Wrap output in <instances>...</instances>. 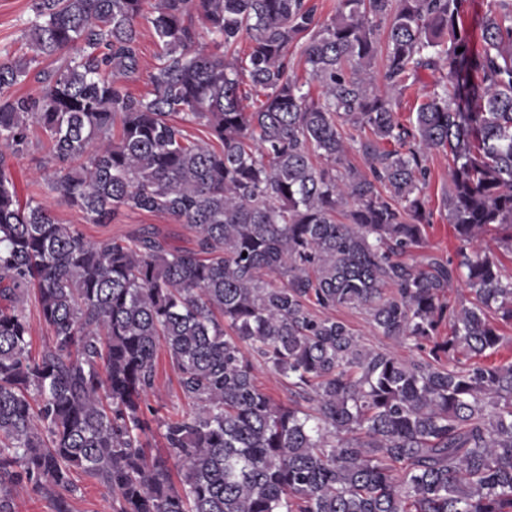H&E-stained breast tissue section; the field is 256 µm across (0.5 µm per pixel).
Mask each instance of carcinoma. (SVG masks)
<instances>
[{
	"mask_svg": "<svg viewBox=\"0 0 512 512\" xmlns=\"http://www.w3.org/2000/svg\"><path fill=\"white\" fill-rule=\"evenodd\" d=\"M460 3L338 0L322 20L306 0H33L27 51L0 56V512L21 485L70 512L80 475L112 512H512V361H490L512 275L482 247L496 228L512 251V0H493L478 50ZM143 21L161 52L136 97ZM422 70L435 81L405 125L397 98ZM34 127L52 190L92 223L161 213L196 247L93 241L21 201L10 161ZM434 151L456 263L412 257ZM31 291L51 333L36 356L18 308ZM362 307L427 358L333 315ZM161 348L185 414L144 409ZM256 362L289 403L258 388ZM156 432L177 479L146 455ZM337 318L346 321L355 332L359 333L361 338L368 344L380 349L396 350L404 358L424 356L423 352L416 349L409 350L394 346L393 342L382 336H376L372 332L369 324L368 315L363 309H340L335 312Z\"/></svg>",
	"mask_w": 512,
	"mask_h": 512,
	"instance_id": "obj_1",
	"label": "carcinoma"
}]
</instances>
